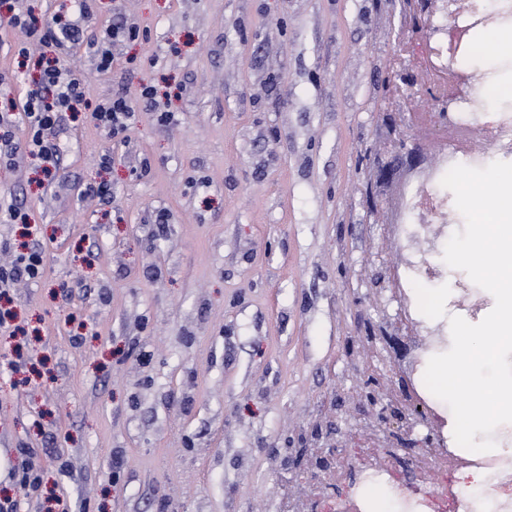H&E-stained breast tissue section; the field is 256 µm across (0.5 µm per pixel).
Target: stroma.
Returning <instances> with one entry per match:
<instances>
[{
  "mask_svg": "<svg viewBox=\"0 0 512 512\" xmlns=\"http://www.w3.org/2000/svg\"><path fill=\"white\" fill-rule=\"evenodd\" d=\"M88 5L69 67L91 99L148 84L174 118L141 112L114 137L69 113L52 178L0 164V197L30 215L0 222V265L49 257L0 297L15 315L0 328V498L20 512H57L59 497L69 512H278L304 467L295 448L336 442L369 411L364 386L401 392L381 362L396 249L367 171L388 107L374 88L415 31L402 0ZM122 18L142 34L97 71L92 44ZM24 40L50 51L7 28L0 102L37 77L14 58ZM100 182L111 200L88 193ZM21 448L38 454L34 494L13 475Z\"/></svg>",
  "mask_w": 512,
  "mask_h": 512,
  "instance_id": "35a3bbf8",
  "label": "stroma"
}]
</instances>
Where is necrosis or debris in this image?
Returning a JSON list of instances; mask_svg holds the SVG:
<instances>
[{"label": "necrosis or debris", "mask_w": 512, "mask_h": 512, "mask_svg": "<svg viewBox=\"0 0 512 512\" xmlns=\"http://www.w3.org/2000/svg\"><path fill=\"white\" fill-rule=\"evenodd\" d=\"M429 2L414 0L416 12L426 15L432 33L405 44L403 56L409 59L418 81L430 85L432 95L425 100L403 95L395 109L434 113L447 109L455 123L474 130L475 135L458 146L437 150L426 173L404 185L403 222L391 229L400 250L391 275L403 302L401 323L411 331L407 342L410 360L397 368L398 374L408 378L411 385L403 405L416 413L411 420L414 428L438 436L440 449L435 455L414 461L419 482L411 488L398 476L401 456L394 435L375 432V447L360 448L355 456L342 459L341 464L356 469L364 480L391 484L398 494L413 502V512H477L474 502L458 495L452 474L460 468L487 472L492 480L483 494L490 501L492 512H512V459L484 454L457 455L451 448L448 431L450 415L428 391L419 374L432 348L442 347L446 342L440 326L427 330L435 338L430 348L422 346L419 337L413 334L419 323L415 285L442 280L448 273L444 265L431 259L433 252L444 247L454 232L456 207L453 197L442 187L441 179L456 164L483 167L493 161L512 163V113L486 111L480 90L488 80L487 74L475 71L464 95L453 100L448 97L449 57H462L474 48V26L469 11L472 0H461L463 8L452 20L441 13H428Z\"/></svg>", "instance_id": "obj_1"}]
</instances>
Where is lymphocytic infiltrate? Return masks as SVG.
Listing matches in <instances>:
<instances>
[{
  "label": "lymphocytic infiltrate",
  "mask_w": 512,
  "mask_h": 512,
  "mask_svg": "<svg viewBox=\"0 0 512 512\" xmlns=\"http://www.w3.org/2000/svg\"><path fill=\"white\" fill-rule=\"evenodd\" d=\"M87 16L86 0H79L73 19L56 27L40 23L21 2L13 7L10 25L30 35L43 30V38L54 47L56 57L40 62L38 88L29 90L23 98L11 100L7 108L0 110V159L6 164L15 166L36 161L57 165L62 148L55 130L65 113L76 111L78 105L92 104L94 118L115 136L132 129L137 110H155L154 87H142L134 101L127 94L116 92L112 97L93 102L86 83L61 65V58L68 56L79 41ZM20 125L26 128V137L21 142L14 138V130ZM46 264L43 250L17 253L11 266L0 268V293L12 288L18 279L38 280Z\"/></svg>",
  "instance_id": "lymphocytic-infiltrate-1"
}]
</instances>
